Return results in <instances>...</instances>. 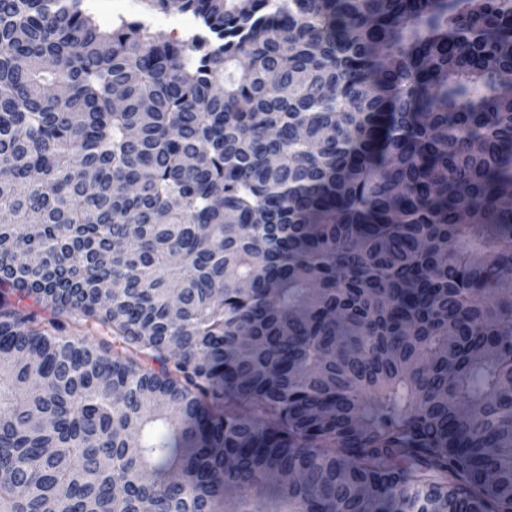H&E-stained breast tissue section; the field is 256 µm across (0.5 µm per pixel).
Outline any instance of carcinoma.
<instances>
[{"label": "carcinoma", "mask_w": 512, "mask_h": 512, "mask_svg": "<svg viewBox=\"0 0 512 512\" xmlns=\"http://www.w3.org/2000/svg\"><path fill=\"white\" fill-rule=\"evenodd\" d=\"M145 3L0 0V512H512V0ZM135 1V7L132 10H125L120 2H130L126 0H91L94 5V11L99 20L104 23H109L115 20L118 15L125 16L127 18L142 17L144 14L151 15L148 19H151L152 28L154 31L162 34L164 37H183L180 33H176L172 30V21L182 17L178 12L171 11L168 14L163 13H146L144 5L141 0ZM175 24L184 25L188 24L185 20H177Z\"/></svg>", "instance_id": "1"}]
</instances>
